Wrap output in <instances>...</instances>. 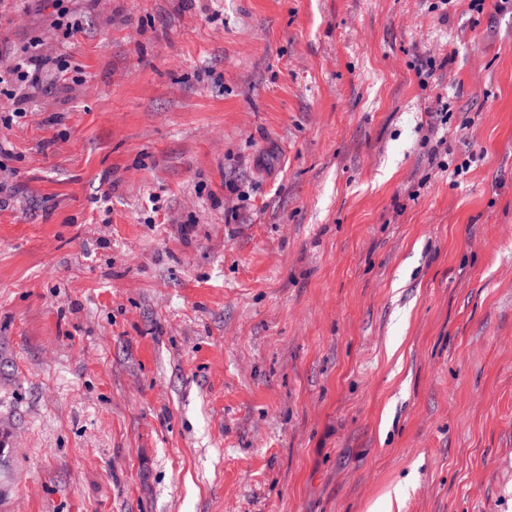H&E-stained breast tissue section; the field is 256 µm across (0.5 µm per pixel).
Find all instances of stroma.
<instances>
[{
  "label": "stroma",
  "instance_id": "1",
  "mask_svg": "<svg viewBox=\"0 0 512 512\" xmlns=\"http://www.w3.org/2000/svg\"><path fill=\"white\" fill-rule=\"evenodd\" d=\"M437 2L0 0L70 64L0 101V512H512V9ZM68 0H51L54 19L51 22L53 30L60 32L64 40H68L82 29V20L66 5Z\"/></svg>",
  "mask_w": 512,
  "mask_h": 512
}]
</instances>
